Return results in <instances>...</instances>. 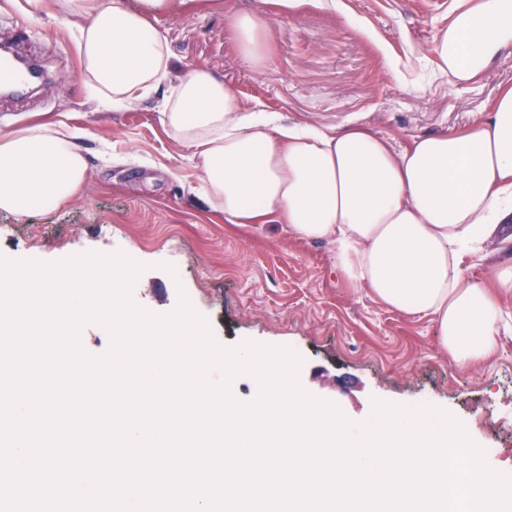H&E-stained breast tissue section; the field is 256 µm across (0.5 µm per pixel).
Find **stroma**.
Returning <instances> with one entry per match:
<instances>
[{
  "instance_id": "35a3bbf8",
  "label": "stroma",
  "mask_w": 512,
  "mask_h": 512,
  "mask_svg": "<svg viewBox=\"0 0 512 512\" xmlns=\"http://www.w3.org/2000/svg\"><path fill=\"white\" fill-rule=\"evenodd\" d=\"M23 0H0V37L17 38L45 78L27 98L1 99L11 126L62 122L81 130L89 164L84 194L51 212L0 211V256L57 262L94 252L143 264L131 297L156 315L180 297L231 348L245 341L287 347L301 360L300 386L335 404L354 424L374 401L445 410L465 424L492 470L512 473V335L493 361L457 367L439 346L432 317L405 316L367 289L346 287L332 247L287 225L225 223L190 188V150L159 124L156 98L103 111L85 91L74 38L79 19L28 21ZM454 0H342L339 11L308 6L269 15L275 40L255 69L224 35V14L174 8L161 17L176 72L203 64L246 106L323 128L362 124L393 145L456 131L483 117L512 85V57L461 83L435 69L436 40Z\"/></svg>"
}]
</instances>
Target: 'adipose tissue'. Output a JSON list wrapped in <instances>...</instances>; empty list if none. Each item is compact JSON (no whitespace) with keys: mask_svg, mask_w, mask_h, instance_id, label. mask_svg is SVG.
Masks as SVG:
<instances>
[{"mask_svg":"<svg viewBox=\"0 0 512 512\" xmlns=\"http://www.w3.org/2000/svg\"><path fill=\"white\" fill-rule=\"evenodd\" d=\"M220 9L228 40L247 64L267 65L274 30L259 11L223 0H27L38 22L54 12L85 17L80 75L102 110L158 94L159 121L190 147L197 195L230 224L288 225L325 241L351 288L402 315L433 317L442 351L459 366L487 362L512 334V263L490 280L468 276L499 225L512 222V86L462 131L418 137L402 149L361 125L287 124L245 106L203 65L173 73L158 22L174 7ZM438 68L469 82L512 56V0H460L437 36ZM77 131L32 121L0 128V211L50 212L80 198L88 165Z\"/></svg>","mask_w":512,"mask_h":512,"instance_id":"obj_1","label":"adipose tissue"}]
</instances>
